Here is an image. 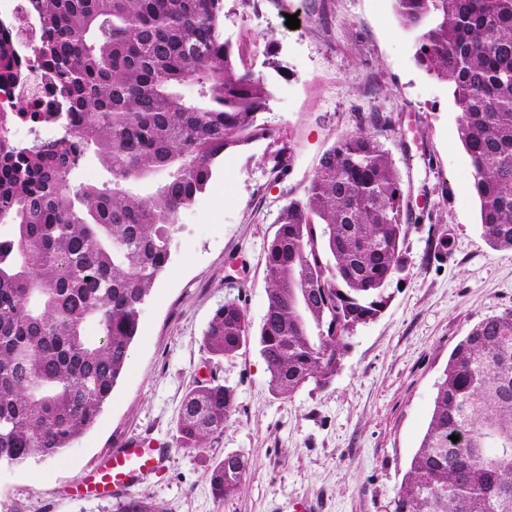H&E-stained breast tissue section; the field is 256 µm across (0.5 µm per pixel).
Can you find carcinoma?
<instances>
[{
    "label": "carcinoma",
    "instance_id": "carcinoma-1",
    "mask_svg": "<svg viewBox=\"0 0 512 512\" xmlns=\"http://www.w3.org/2000/svg\"><path fill=\"white\" fill-rule=\"evenodd\" d=\"M416 33V64L453 88L479 224L512 250V0H394ZM224 0H26L38 56L66 123L27 146L0 112V466L52 458L97 422L140 333L143 308L224 154L273 132L257 123L270 90L221 39ZM18 66L0 30V80ZM193 86L198 99L182 89ZM392 120L358 115L323 154L304 196L280 209L264 253L266 313L224 301L203 344L235 358L250 342L269 391L330 385L354 329L386 307L407 266L409 195L381 137ZM94 151L111 179L76 186ZM236 390L218 377L185 394L178 446L224 432ZM457 435L454 442L450 436ZM249 461L227 453L208 478L237 494ZM113 512H164L125 497ZM393 512H512V310L479 321L436 383Z\"/></svg>",
    "mask_w": 512,
    "mask_h": 512
}]
</instances>
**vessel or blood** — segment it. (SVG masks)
Returning a JSON list of instances; mask_svg holds the SVG:
<instances>
[{"label": "vessel or blood", "instance_id": "vessel-or-blood-1", "mask_svg": "<svg viewBox=\"0 0 512 512\" xmlns=\"http://www.w3.org/2000/svg\"><path fill=\"white\" fill-rule=\"evenodd\" d=\"M166 451L153 440L132 436L113 449L92 470L83 472L75 482V494L119 497L146 477L158 473Z\"/></svg>", "mask_w": 512, "mask_h": 512}]
</instances>
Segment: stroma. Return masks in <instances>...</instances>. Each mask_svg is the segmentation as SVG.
Segmentation results:
<instances>
[{
  "label": "stroma",
  "instance_id": "stroma-1",
  "mask_svg": "<svg viewBox=\"0 0 512 512\" xmlns=\"http://www.w3.org/2000/svg\"><path fill=\"white\" fill-rule=\"evenodd\" d=\"M290 15L299 28L287 27ZM221 34L267 83L258 120L277 139L226 153L210 190L182 217L172 262L97 424L54 458L0 467V512H112L111 500L67 490L83 467L137 435L170 458L130 494L165 512H290L305 498L319 512H392L451 351L480 320L512 309V251L492 249L481 234L450 88L416 65L415 35L393 0H224ZM370 112L394 121L383 141L413 204L407 268L388 287L383 313L352 332L333 382L280 398L257 344L217 361L203 331L228 298L261 323L264 250L280 207L303 196L323 153ZM277 152L290 158L282 177L272 170ZM441 236L447 249L435 247ZM213 375L235 388L237 407L223 433L190 454L176 442L182 400ZM232 452L251 468L242 491L220 502L207 468Z\"/></svg>",
  "mask_w": 512,
  "mask_h": 512
}]
</instances>
